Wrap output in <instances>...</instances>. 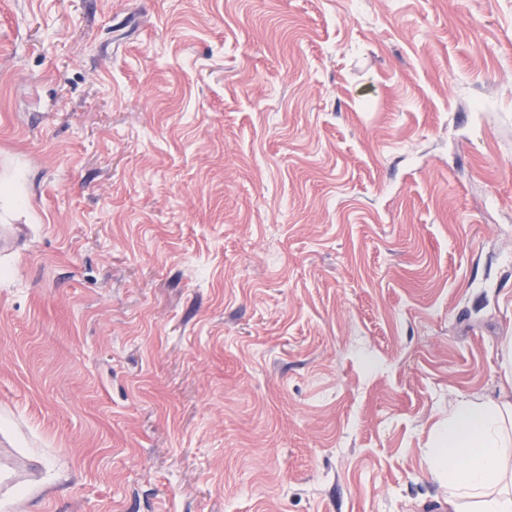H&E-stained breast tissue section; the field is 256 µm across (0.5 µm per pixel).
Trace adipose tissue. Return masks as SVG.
Returning <instances> with one entry per match:
<instances>
[{"instance_id":"obj_1","label":"adipose tissue","mask_w":512,"mask_h":512,"mask_svg":"<svg viewBox=\"0 0 512 512\" xmlns=\"http://www.w3.org/2000/svg\"><path fill=\"white\" fill-rule=\"evenodd\" d=\"M427 461L448 490V512H512V401L456 399L434 427Z\"/></svg>"}]
</instances>
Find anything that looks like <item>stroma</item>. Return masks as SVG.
Masks as SVG:
<instances>
[{
	"label": "stroma",
	"mask_w": 512,
	"mask_h": 512,
	"mask_svg": "<svg viewBox=\"0 0 512 512\" xmlns=\"http://www.w3.org/2000/svg\"><path fill=\"white\" fill-rule=\"evenodd\" d=\"M0 512H436L505 392L512 0H0Z\"/></svg>",
	"instance_id": "stroma-1"
}]
</instances>
